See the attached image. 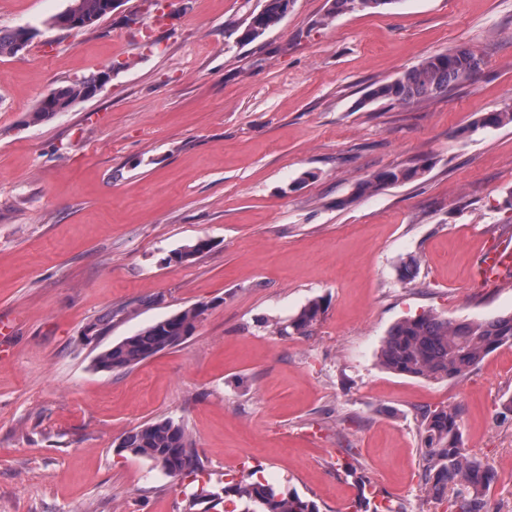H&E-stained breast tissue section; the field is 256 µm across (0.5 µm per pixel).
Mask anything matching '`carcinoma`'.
<instances>
[{
    "label": "carcinoma",
    "instance_id": "carcinoma-1",
    "mask_svg": "<svg viewBox=\"0 0 512 512\" xmlns=\"http://www.w3.org/2000/svg\"><path fill=\"white\" fill-rule=\"evenodd\" d=\"M106 0H72L64 11L51 18L50 25L63 28L68 18L78 15L92 25L106 17ZM293 0H266L262 10L251 14L241 40H254L280 23ZM396 0H327V17L358 11L381 9ZM22 30L17 27L0 31V56L21 52ZM483 64L470 49L438 53L422 60L400 77L373 85L367 92L368 102L412 106L448 92L473 74ZM95 81L91 74L70 85L53 90L50 100H42L35 108L39 120L70 107L86 96ZM512 123V104L494 112H486L473 123V130L499 128ZM425 172L423 166H406L380 170L360 184L362 193L383 186L407 183ZM209 247L198 240L176 252L178 263L189 262ZM418 275V259L409 256L401 261L399 276L413 281ZM208 305L199 304L154 322L137 333L125 337L95 358V366L105 370H122L182 344L192 336L197 318ZM325 313L321 299L308 302L283 323L275 324L280 336L307 334ZM512 346V314L484 320L450 321L432 311L396 323L382 341L378 361L385 369L398 374L428 380L462 378L488 355L502 346ZM462 411L458 407L425 410L422 415V491L435 498L451 500L453 512H488L486 492L495 480V472L480 458L470 454L462 440ZM124 451L151 461L172 477L191 475L202 468L192 448L183 423L165 418L146 423L128 433L119 445ZM224 496L235 497L242 505L240 512H319L317 504L297 491H281L272 484L253 480L227 485Z\"/></svg>",
    "mask_w": 512,
    "mask_h": 512
}]
</instances>
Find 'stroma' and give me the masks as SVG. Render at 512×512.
I'll list each match as a JSON object with an SVG mask.
<instances>
[{
    "instance_id": "obj_1",
    "label": "stroma",
    "mask_w": 512,
    "mask_h": 512,
    "mask_svg": "<svg viewBox=\"0 0 512 512\" xmlns=\"http://www.w3.org/2000/svg\"><path fill=\"white\" fill-rule=\"evenodd\" d=\"M69 4L0 0V29L38 31L0 57V317L15 323L0 352V512H185L197 489L254 472L320 512H357L362 480L396 512H450L421 491V413L453 405L465 448L495 471L493 512H512V347L457 380L377 362L404 318L512 312V278L472 277L481 251L512 238V124L472 128L512 98V0H396L326 24V0H294L250 42L266 0H166L161 24L123 0L91 27L52 28ZM459 48L484 64L447 96L365 102L372 84ZM102 70L95 97L32 121L52 89ZM409 165L424 174L358 194ZM200 239L192 263L173 262ZM315 298L311 334L275 333ZM198 303L180 346L96 368ZM164 418L186 426L197 477L120 450Z\"/></svg>"
}]
</instances>
